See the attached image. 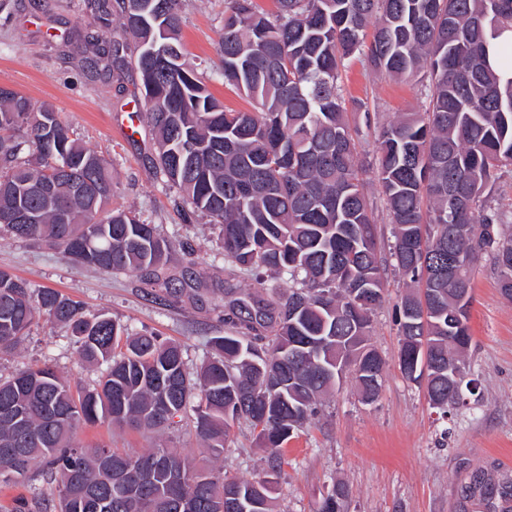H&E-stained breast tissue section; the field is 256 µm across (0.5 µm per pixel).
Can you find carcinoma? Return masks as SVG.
<instances>
[{"label":"carcinoma","mask_w":512,"mask_h":512,"mask_svg":"<svg viewBox=\"0 0 512 512\" xmlns=\"http://www.w3.org/2000/svg\"><path fill=\"white\" fill-rule=\"evenodd\" d=\"M230 0L220 51L224 81L252 100L226 112L182 62L180 0H87L112 39L75 29L67 43L95 75L112 74L136 43L146 118L163 183L193 215L219 227L224 263L261 282L287 280L276 299L237 294L224 281V325L215 356L192 374L180 344L130 333L111 316L87 314L52 289H33L0 270V354L15 350L33 321L65 325L94 386L73 389L50 365L0 380V482L19 483L42 461L59 487L52 505L24 496L10 512H274L282 450L317 417L340 383L336 354L367 400L363 360L371 313L382 301V259L362 190L357 143L341 68L356 56L396 77L425 73L430 106L382 127L376 172L395 224L392 255L416 289L399 307L402 376L426 384L431 407L466 403L473 381H455L470 346L471 274L492 255L500 290L512 297V232L485 192L512 169V78L486 63L488 39L512 29V0ZM373 40L364 46L368 26ZM109 163L72 137L47 106L0 86V213L33 224L0 232L106 273L137 271L179 300L168 261L175 244L130 211L112 210ZM192 411L212 458L231 424L245 420L268 450V470L244 480L197 468L168 448L143 453L75 440L85 425L155 431ZM454 512H512V468H463ZM340 485L317 512H348Z\"/></svg>","instance_id":"obj_1"}]
</instances>
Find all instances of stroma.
<instances>
[{
  "mask_svg": "<svg viewBox=\"0 0 512 512\" xmlns=\"http://www.w3.org/2000/svg\"><path fill=\"white\" fill-rule=\"evenodd\" d=\"M229 0H182L184 54L196 65L209 91L225 108L246 112L249 99L220 75L219 43ZM83 0H0V86L49 105L76 136L112 165V205L134 212L177 242L170 269L180 283L197 284L200 302L173 305L139 273H104L72 264L62 254L0 235V269L36 288H50L82 301L88 312L112 316L129 332L143 330L181 343L189 369L211 353V339L224 333V255L217 229L205 218L185 217L175 191L155 174L156 146L146 119H135L140 77L135 49L112 79L92 76L80 56L63 52L60 33L82 14ZM346 97L367 104L349 115L360 131V157L373 162L382 124L428 104L424 82L397 80L374 72L362 59L343 71ZM383 300L372 317L371 343L385 361L378 399L364 403L343 382L288 441L275 493L276 512H316L332 484L350 492L349 512H451L461 465L498 460L512 468V302L500 291L498 274L481 258L471 278L467 364L476 389L466 405L441 416L423 388L399 370L400 337L396 307L406 288L392 267L383 273ZM47 362L72 387L91 386L69 332L36 318L31 334L16 351L0 356V376ZM86 446L145 452L165 446L212 467L192 428L179 423L164 432L119 429L105 423L79 429ZM268 453L248 424L234 425L219 465L228 475L251 479L267 467ZM55 499L57 485L45 481L39 466L28 480L0 483V512L14 497Z\"/></svg>",
  "mask_w": 512,
  "mask_h": 512,
  "instance_id": "35a3bbf8",
  "label": "stroma"
}]
</instances>
